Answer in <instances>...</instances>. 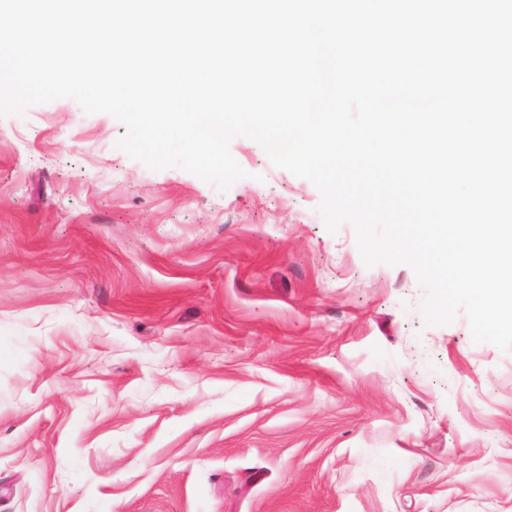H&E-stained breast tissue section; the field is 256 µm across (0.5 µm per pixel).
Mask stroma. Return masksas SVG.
Returning <instances> with one entry per match:
<instances>
[{
  "label": "stroma",
  "mask_w": 512,
  "mask_h": 512,
  "mask_svg": "<svg viewBox=\"0 0 512 512\" xmlns=\"http://www.w3.org/2000/svg\"><path fill=\"white\" fill-rule=\"evenodd\" d=\"M124 133L0 118V512H512V350L254 140L222 192Z\"/></svg>",
  "instance_id": "obj_1"
}]
</instances>
